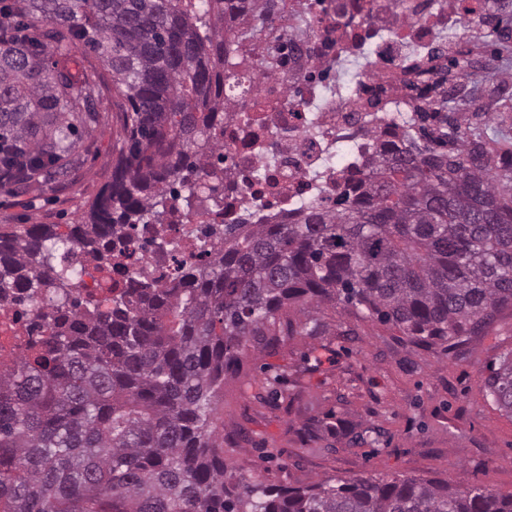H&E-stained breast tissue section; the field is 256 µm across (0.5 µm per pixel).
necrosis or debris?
Returning <instances> with one entry per match:
<instances>
[{
  "label": "necrosis or debris",
  "mask_w": 512,
  "mask_h": 512,
  "mask_svg": "<svg viewBox=\"0 0 512 512\" xmlns=\"http://www.w3.org/2000/svg\"><path fill=\"white\" fill-rule=\"evenodd\" d=\"M272 10L271 29L238 20L227 29L230 112L215 130L224 140V164L204 172L203 189L222 188L220 211L177 210L163 233L175 246L159 255L147 242L152 228L138 225L125 240L121 266L98 264L69 242L62 254L85 292L109 297L149 273L171 284L176 262L197 269L210 227L290 224L300 211L335 201L347 180L368 172L402 122L416 110L415 89L440 98L461 87L486 106L488 80L500 83L512 68V43L494 53L484 43L489 0H251L250 12ZM34 305L0 301V373L18 369L29 349L21 323Z\"/></svg>",
  "instance_id": "necrosis-or-debris-1"
}]
</instances>
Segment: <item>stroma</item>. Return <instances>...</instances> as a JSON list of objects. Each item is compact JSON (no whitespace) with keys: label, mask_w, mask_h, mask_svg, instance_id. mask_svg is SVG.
<instances>
[{"label":"stroma","mask_w":512,"mask_h":512,"mask_svg":"<svg viewBox=\"0 0 512 512\" xmlns=\"http://www.w3.org/2000/svg\"><path fill=\"white\" fill-rule=\"evenodd\" d=\"M103 124L79 140L84 160L64 185L0 206L3 224L74 223L111 173L123 139L125 100L100 59ZM320 330L305 314L277 349L248 342L238 373L214 399L213 424L229 473L273 486L324 478H437L512 494V416L484 381L512 350V307L451 352L411 343L398 330L344 306H320Z\"/></svg>","instance_id":"1"}]
</instances>
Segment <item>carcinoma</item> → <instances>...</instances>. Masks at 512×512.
<instances>
[{
	"label": "carcinoma",
	"instance_id": "cac0c4a2",
	"mask_svg": "<svg viewBox=\"0 0 512 512\" xmlns=\"http://www.w3.org/2000/svg\"><path fill=\"white\" fill-rule=\"evenodd\" d=\"M232 0H0V167L40 193L80 158L102 119L93 51L129 105L110 179L88 210L0 230V297L18 288L45 315L47 346L0 375V512H512V495L442 480L325 478L274 488L226 477L211 429L216 389L250 340L276 347L292 308L343 303L413 343L480 333L512 306V162L449 121L432 141L403 129L336 206L294 224L224 234L189 281L144 282L100 309L66 266L134 224H164L168 187L197 183L224 152V11ZM485 388L512 415V351Z\"/></svg>",
	"mask_w": 512,
	"mask_h": 512
}]
</instances>
